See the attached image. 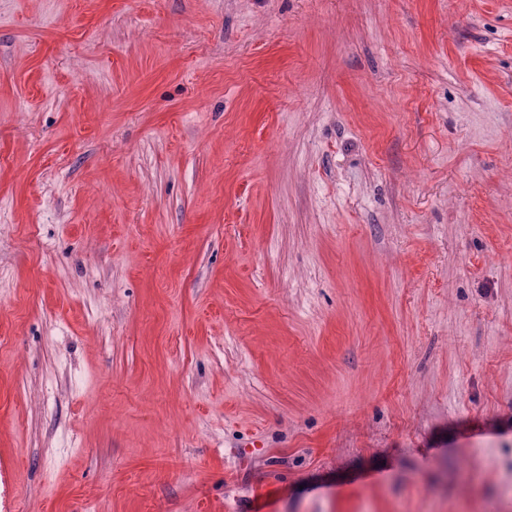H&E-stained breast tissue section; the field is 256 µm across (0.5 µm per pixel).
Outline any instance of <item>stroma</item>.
I'll return each mask as SVG.
<instances>
[{
  "mask_svg": "<svg viewBox=\"0 0 512 512\" xmlns=\"http://www.w3.org/2000/svg\"><path fill=\"white\" fill-rule=\"evenodd\" d=\"M0 460V512H512V0H0Z\"/></svg>",
  "mask_w": 512,
  "mask_h": 512,
  "instance_id": "stroma-1",
  "label": "stroma"
}]
</instances>
